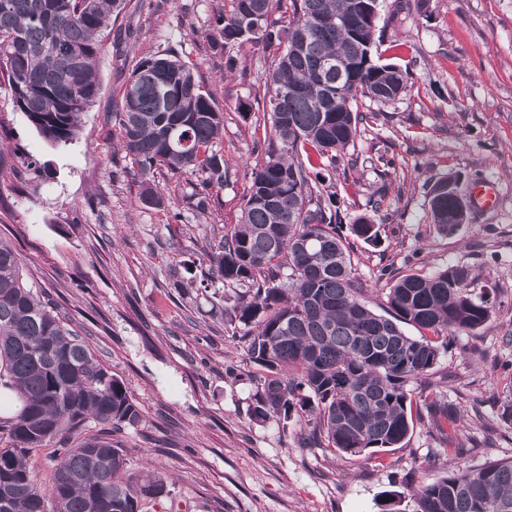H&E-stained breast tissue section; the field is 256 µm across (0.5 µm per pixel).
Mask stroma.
Returning <instances> with one entry per match:
<instances>
[{
  "instance_id": "obj_1",
  "label": "stroma",
  "mask_w": 512,
  "mask_h": 512,
  "mask_svg": "<svg viewBox=\"0 0 512 512\" xmlns=\"http://www.w3.org/2000/svg\"><path fill=\"white\" fill-rule=\"evenodd\" d=\"M113 26L99 61L102 89L76 139L46 142L0 86V151L15 165L0 177V238L20 254L26 280L58 302L79 336L120 377L138 404V426L115 434L130 474L150 468L167 491L146 512H379L390 491L461 469L512 460V0H384L375 34L382 62L409 73V88L360 133V163L336 178L347 220L370 212L377 190L381 241L348 236L356 273L404 274L452 264L470 267L475 292L494 310L476 334L452 335L432 377L461 418L465 444L444 452L426 422L403 448L348 455L297 444L301 421L251 418L255 388L246 344L226 332V283L207 254L237 224L248 173L262 155L264 83L275 52L240 48L244 70L225 73L202 33L224 0H133ZM175 50L197 62L224 111L228 166L207 213L191 210L200 174L155 170L163 202L141 199L136 164L114 145L112 110L132 58ZM387 147L404 178L384 177L367 158ZM457 176L461 193L495 181L500 207L471 211L452 237L428 224L429 182ZM184 274L188 295L170 288Z\"/></svg>"
}]
</instances>
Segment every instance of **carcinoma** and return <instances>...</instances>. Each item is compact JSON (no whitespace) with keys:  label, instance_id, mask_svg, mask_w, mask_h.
I'll return each mask as SVG.
<instances>
[{"label":"carcinoma","instance_id":"cac0c4a2","mask_svg":"<svg viewBox=\"0 0 512 512\" xmlns=\"http://www.w3.org/2000/svg\"><path fill=\"white\" fill-rule=\"evenodd\" d=\"M127 0H0V77L14 106L48 141L66 144L101 90L98 60L105 35ZM227 0L204 32L224 71L242 69L235 49L278 46L265 81L264 160L251 169L240 223L208 254L224 282V323L246 329L247 354L261 372L252 417L306 414L305 448L355 455L404 446L414 419L427 420L450 446L459 415L435 389L411 398L410 386L433 372L448 336L490 318L488 296L470 290L471 270L453 264L401 276L383 268L375 284L387 314L365 302L345 245L336 193L326 173L347 159L380 109L407 92L408 73L373 54L379 0ZM77 52L78 66L70 61ZM341 60L343 73L320 67ZM112 112L119 144L147 176L157 167L198 172L193 208L207 212L228 168L221 140L224 111L174 52L134 60ZM364 109H359V103ZM427 219L445 235L462 226L463 195L453 179L427 191ZM381 225L363 215L350 233L375 243ZM288 270L282 280V270ZM430 335L408 336L402 325ZM0 512H143L165 491L158 471L128 474L124 451L84 437L92 419L121 431L136 426L139 406L56 306L22 277L16 250L0 240ZM56 441L49 492L37 488L31 456ZM412 512H512V460L476 470H446L418 485Z\"/></svg>","mask_w":512,"mask_h":512}]
</instances>
